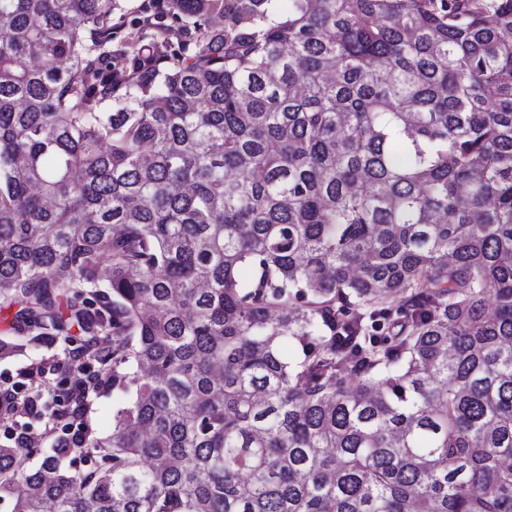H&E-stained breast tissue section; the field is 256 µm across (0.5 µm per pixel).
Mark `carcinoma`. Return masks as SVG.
<instances>
[{
	"mask_svg": "<svg viewBox=\"0 0 512 512\" xmlns=\"http://www.w3.org/2000/svg\"><path fill=\"white\" fill-rule=\"evenodd\" d=\"M118 10L0 0V345L65 352L0 512H512V0ZM124 6L123 13L125 14L123 35L125 38L136 39L138 26L136 25L137 18L141 15L139 12V6L142 4H148L149 0H119ZM115 403L112 389L101 393L87 414L86 420L93 428H97L101 432H109L112 430V407Z\"/></svg>",
	"mask_w": 512,
	"mask_h": 512,
	"instance_id": "carcinoma-1",
	"label": "carcinoma"
}]
</instances>
